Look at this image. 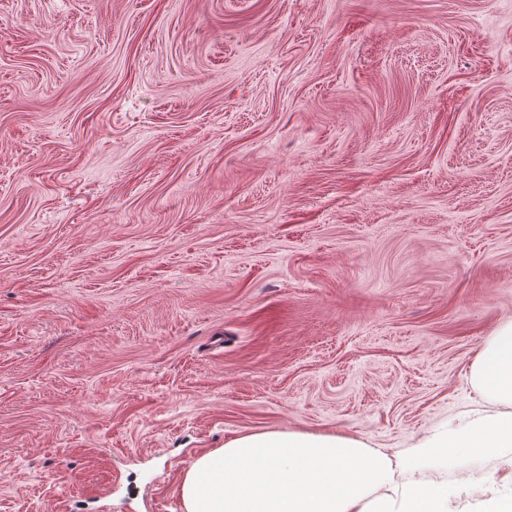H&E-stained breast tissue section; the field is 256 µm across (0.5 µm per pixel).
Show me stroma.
Masks as SVG:
<instances>
[{
	"label": "stroma",
	"instance_id": "obj_1",
	"mask_svg": "<svg viewBox=\"0 0 512 512\" xmlns=\"http://www.w3.org/2000/svg\"><path fill=\"white\" fill-rule=\"evenodd\" d=\"M512 0H0V512H181L252 432L495 413ZM451 512L512 448L449 458ZM470 380L483 400L512 408V323L488 338L471 368Z\"/></svg>",
	"mask_w": 512,
	"mask_h": 512
}]
</instances>
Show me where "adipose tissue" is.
Returning a JSON list of instances; mask_svg holds the SVG:
<instances>
[{"label":"adipose tissue","instance_id":"ef3b65f1","mask_svg":"<svg viewBox=\"0 0 512 512\" xmlns=\"http://www.w3.org/2000/svg\"><path fill=\"white\" fill-rule=\"evenodd\" d=\"M470 380L501 411L403 455L341 433L253 432L197 456L180 485L184 512H450L447 482L424 463L512 448V323L490 336Z\"/></svg>","mask_w":512,"mask_h":512}]
</instances>
